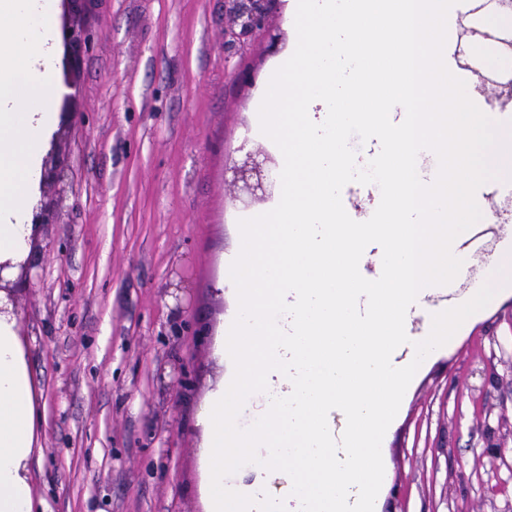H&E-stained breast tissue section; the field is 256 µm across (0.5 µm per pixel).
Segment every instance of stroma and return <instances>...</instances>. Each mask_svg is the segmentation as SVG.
<instances>
[{
  "label": "stroma",
  "instance_id": "obj_1",
  "mask_svg": "<svg viewBox=\"0 0 512 512\" xmlns=\"http://www.w3.org/2000/svg\"><path fill=\"white\" fill-rule=\"evenodd\" d=\"M292 0L224 51V0H80L99 32L59 152L68 208L39 228L17 311L41 395L35 492L49 512H206L199 414L237 308L224 168L269 150L254 112L293 52ZM470 0L448 14L447 64L473 46ZM188 290L175 311L169 283ZM182 368L184 386L170 373ZM378 512H512V296L492 300L425 360L384 441Z\"/></svg>",
  "mask_w": 512,
  "mask_h": 512
}]
</instances>
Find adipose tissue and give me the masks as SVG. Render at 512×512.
Segmentation results:
<instances>
[{"instance_id": "1", "label": "adipose tissue", "mask_w": 512, "mask_h": 512, "mask_svg": "<svg viewBox=\"0 0 512 512\" xmlns=\"http://www.w3.org/2000/svg\"><path fill=\"white\" fill-rule=\"evenodd\" d=\"M57 0H0V262L30 257L37 230L42 154L58 123L48 70ZM6 292L0 291V512H46L32 489L41 452L36 392L28 353Z\"/></svg>"}]
</instances>
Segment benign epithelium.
I'll return each mask as SVG.
<instances>
[{
  "instance_id": "1",
  "label": "benign epithelium",
  "mask_w": 512,
  "mask_h": 512,
  "mask_svg": "<svg viewBox=\"0 0 512 512\" xmlns=\"http://www.w3.org/2000/svg\"><path fill=\"white\" fill-rule=\"evenodd\" d=\"M62 24L61 46L63 50L62 64L64 84L71 85L70 72L73 60L79 53L92 49L95 34L83 29L76 15L71 11V4L78 0H61ZM270 0H224L225 12L230 23L224 28V46L232 48L243 45L256 36L265 26ZM72 104V96L62 99L61 120L58 130L54 133L51 147H56L66 135L67 118ZM240 159L232 161L226 168L230 173L228 183L235 190V200L249 207L253 203L271 196L278 187L280 165L270 155H260L252 151H244ZM41 198L32 220L34 224H48L51 219L66 208V174L65 165L56 161L54 153L48 159L40 175Z\"/></svg>"
}]
</instances>
